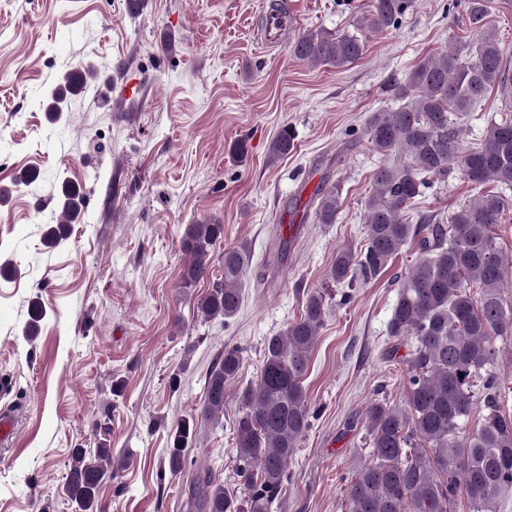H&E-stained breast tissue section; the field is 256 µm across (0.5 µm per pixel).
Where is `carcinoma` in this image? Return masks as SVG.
<instances>
[{
  "instance_id": "cac0c4a2",
  "label": "carcinoma",
  "mask_w": 512,
  "mask_h": 512,
  "mask_svg": "<svg viewBox=\"0 0 512 512\" xmlns=\"http://www.w3.org/2000/svg\"><path fill=\"white\" fill-rule=\"evenodd\" d=\"M487 0L458 4L477 32L476 42L430 55L415 65L407 81L395 88L402 104L373 113L366 126L369 150L383 160L373 174L365 202L364 247H345L327 271L328 281L353 287L386 272L403 248L416 242L420 257L399 277L397 300L388 334L397 344L411 336L415 347L407 366L409 412L383 402L365 413L370 461L359 465L346 488V512H452L458 496L471 512H495L499 498L512 489V415L502 410L498 377L492 372L500 354L493 338L512 336V307L504 306L501 288L512 273L493 232L509 202L500 192L486 191L457 206L444 220L421 214L409 220L425 190L458 172L474 187L490 182L512 188V116L486 122L476 147L462 143L458 121L466 119L486 95L498 90L512 103V73L504 49L486 26ZM412 0H373L356 31L332 35L316 30L298 36L291 53L309 66L338 70L364 53L369 34L394 28ZM92 72L74 81L67 74L52 94L49 109L63 111L67 95L83 89ZM283 130L269 147L275 161L293 148ZM401 155L395 161L391 156ZM61 223L80 211L82 194L62 183ZM340 207L339 186L319 198V224H334ZM224 225H185L180 239L186 256L180 272L184 288L208 283L197 301L205 320L226 321L241 310L242 281L250 249L241 243L215 255ZM220 266L221 274L214 275ZM329 314L326 294H306L300 316L265 343L260 375L238 393L234 422L237 476L244 497L227 495L211 471L192 474L189 490L198 512H269L288 481V464L298 441L311 425V406L304 386L311 353ZM242 350L226 347L211 366L201 418L218 422L224 414L227 383L238 376ZM485 414L466 429L475 400ZM194 425L184 420L170 432L168 468L184 469ZM112 449L74 448L64 492L75 512H100L99 493L112 479Z\"/></svg>"
}]
</instances>
